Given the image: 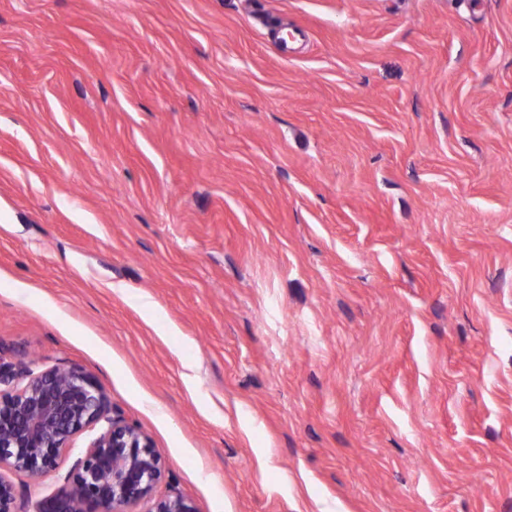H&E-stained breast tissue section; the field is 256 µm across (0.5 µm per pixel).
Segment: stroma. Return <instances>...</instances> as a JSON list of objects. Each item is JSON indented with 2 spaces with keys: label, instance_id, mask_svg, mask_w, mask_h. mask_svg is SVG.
<instances>
[{
  "label": "stroma",
  "instance_id": "obj_1",
  "mask_svg": "<svg viewBox=\"0 0 512 512\" xmlns=\"http://www.w3.org/2000/svg\"><path fill=\"white\" fill-rule=\"evenodd\" d=\"M0 347L198 512H512V0H0Z\"/></svg>",
  "mask_w": 512,
  "mask_h": 512
}]
</instances>
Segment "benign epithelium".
Returning <instances> with one entry per match:
<instances>
[{
    "mask_svg": "<svg viewBox=\"0 0 512 512\" xmlns=\"http://www.w3.org/2000/svg\"><path fill=\"white\" fill-rule=\"evenodd\" d=\"M104 388L75 366L17 371L0 347V512H22L4 472L38 478L58 470L78 434L106 426L34 512H197L185 495L158 496L164 467L151 440L119 416Z\"/></svg>",
    "mask_w": 512,
    "mask_h": 512,
    "instance_id": "7a95c632",
    "label": "benign epithelium"
}]
</instances>
